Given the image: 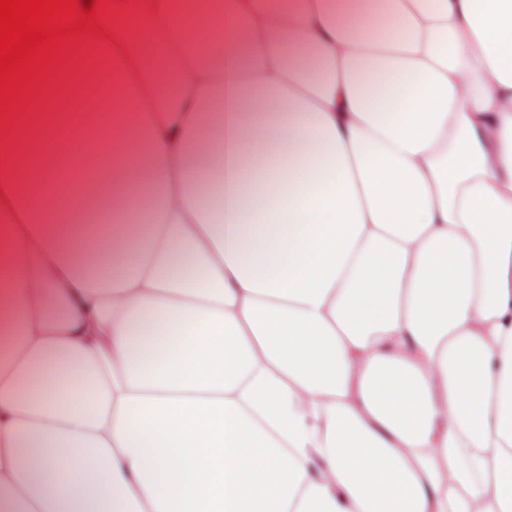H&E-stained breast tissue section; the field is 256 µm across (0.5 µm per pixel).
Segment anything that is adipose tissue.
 Segmentation results:
<instances>
[{"label":"adipose tissue","mask_w":512,"mask_h":512,"mask_svg":"<svg viewBox=\"0 0 512 512\" xmlns=\"http://www.w3.org/2000/svg\"><path fill=\"white\" fill-rule=\"evenodd\" d=\"M219 10L168 73L174 0L107 8L140 85L106 177L35 186L80 59L0 140V512H512V0H385L394 37L363 0ZM103 204L147 222L100 281Z\"/></svg>","instance_id":"obj_1"}]
</instances>
